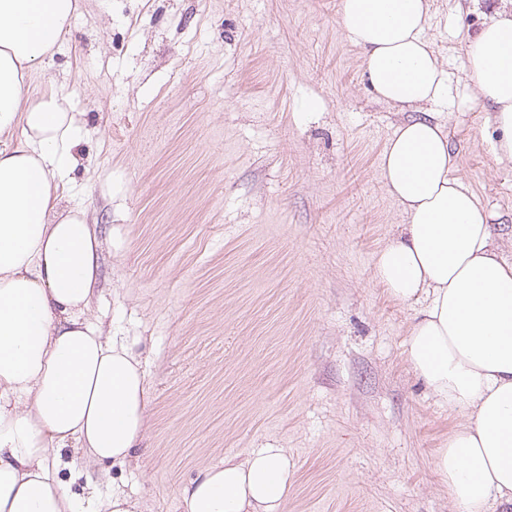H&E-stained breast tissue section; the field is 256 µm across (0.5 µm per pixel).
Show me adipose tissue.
I'll return each instance as SVG.
<instances>
[{
  "label": "adipose tissue",
  "instance_id": "obj_1",
  "mask_svg": "<svg viewBox=\"0 0 512 512\" xmlns=\"http://www.w3.org/2000/svg\"><path fill=\"white\" fill-rule=\"evenodd\" d=\"M77 0H0V512H80L61 477L80 452L81 512H141L97 464L142 451L148 407L140 342L93 316L103 245L84 208L62 204L85 126L65 84L34 86L67 42ZM430 0H340L344 30L378 99L418 108L381 154V180L406 217L373 278L414 314L413 375L466 414L433 460L456 512H512V260L494 216L455 176L448 123L431 104L448 74L423 32ZM465 39L469 92L492 109L498 158L512 160V0H491ZM293 471L280 448L202 468L183 512H284Z\"/></svg>",
  "mask_w": 512,
  "mask_h": 512
}]
</instances>
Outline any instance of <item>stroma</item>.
Segmentation results:
<instances>
[{
    "label": "stroma",
    "instance_id": "obj_1",
    "mask_svg": "<svg viewBox=\"0 0 512 512\" xmlns=\"http://www.w3.org/2000/svg\"><path fill=\"white\" fill-rule=\"evenodd\" d=\"M432 2L455 174L512 260V161L465 99L484 16ZM362 71L338 0H78L46 75L86 114L63 199L111 243L94 315L145 342V451L100 468L143 512L260 448L295 465L286 512H455L433 460L464 418L411 372L413 311L373 280L405 221L380 164L406 113Z\"/></svg>",
    "mask_w": 512,
    "mask_h": 512
}]
</instances>
